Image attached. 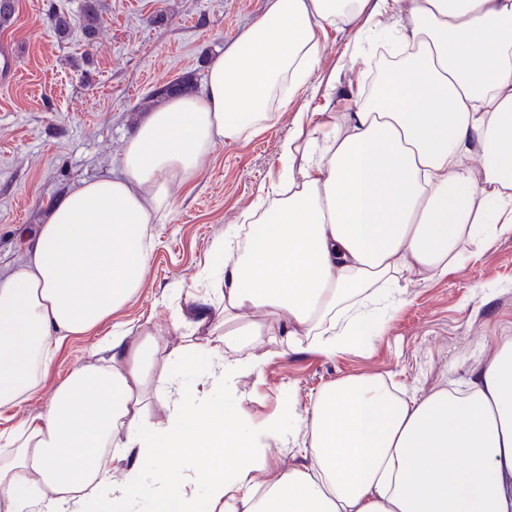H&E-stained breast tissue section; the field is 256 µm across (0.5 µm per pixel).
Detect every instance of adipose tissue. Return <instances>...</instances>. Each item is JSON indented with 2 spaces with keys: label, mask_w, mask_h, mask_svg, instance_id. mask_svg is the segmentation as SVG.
Returning a JSON list of instances; mask_svg holds the SVG:
<instances>
[{
  "label": "adipose tissue",
  "mask_w": 512,
  "mask_h": 512,
  "mask_svg": "<svg viewBox=\"0 0 512 512\" xmlns=\"http://www.w3.org/2000/svg\"><path fill=\"white\" fill-rule=\"evenodd\" d=\"M388 16L403 52L355 111L300 112L281 168L240 224L211 243L223 305L175 325L222 326L200 386L180 373L165 424L148 391L159 345L113 322L142 288L153 225L174 185L194 181L219 142L258 134L309 92L328 29ZM116 178L82 183L41 224L27 262L0 278V412L38 390L62 341L104 324L100 364L75 369L45 412L0 432L5 512H512V336L469 378L419 397L378 376L321 390L306 413L285 400L262 425L237 394L261 360L310 342L326 356L367 346L404 283L448 275L512 236V0H268L209 65L198 93L148 113ZM256 319L242 321L243 311ZM128 464L115 473L112 448ZM274 448L300 465H269Z\"/></svg>",
  "instance_id": "obj_1"
}]
</instances>
